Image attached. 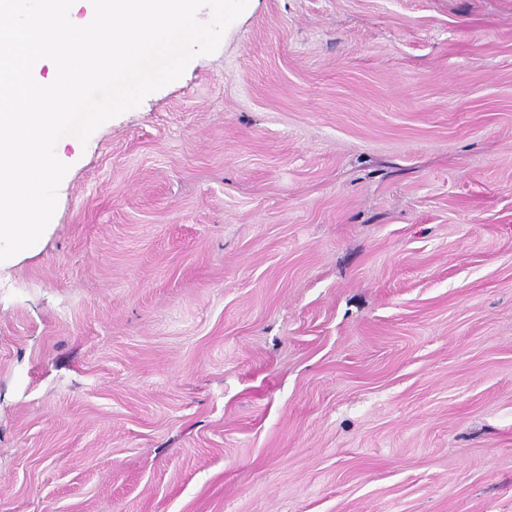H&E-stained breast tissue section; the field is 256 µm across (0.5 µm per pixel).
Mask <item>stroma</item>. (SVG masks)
I'll return each instance as SVG.
<instances>
[{
  "label": "stroma",
  "instance_id": "1",
  "mask_svg": "<svg viewBox=\"0 0 512 512\" xmlns=\"http://www.w3.org/2000/svg\"><path fill=\"white\" fill-rule=\"evenodd\" d=\"M60 157L0 512H512V0H255Z\"/></svg>",
  "mask_w": 512,
  "mask_h": 512
}]
</instances>
